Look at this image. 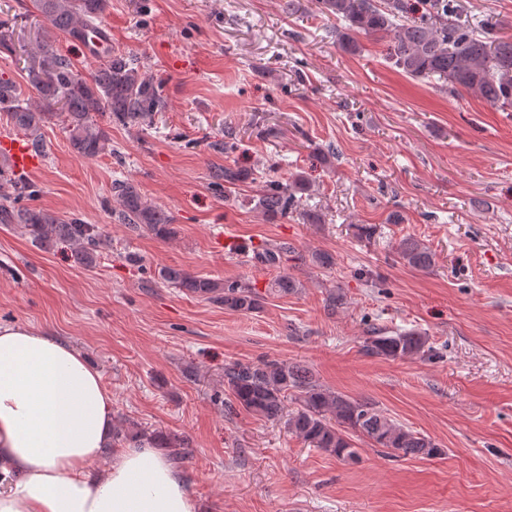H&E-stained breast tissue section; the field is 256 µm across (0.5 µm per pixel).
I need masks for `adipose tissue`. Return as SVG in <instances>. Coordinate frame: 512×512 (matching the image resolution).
Here are the masks:
<instances>
[{
	"label": "adipose tissue",
	"mask_w": 512,
	"mask_h": 512,
	"mask_svg": "<svg viewBox=\"0 0 512 512\" xmlns=\"http://www.w3.org/2000/svg\"><path fill=\"white\" fill-rule=\"evenodd\" d=\"M112 395L65 341L0 325V512H199L169 458L146 444L92 471L112 439Z\"/></svg>",
	"instance_id": "ef3b65f1"
}]
</instances>
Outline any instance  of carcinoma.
<instances>
[{
	"label": "carcinoma",
	"mask_w": 512,
	"mask_h": 512,
	"mask_svg": "<svg viewBox=\"0 0 512 512\" xmlns=\"http://www.w3.org/2000/svg\"><path fill=\"white\" fill-rule=\"evenodd\" d=\"M43 18L40 40L28 56L24 94L13 79L0 74V112L7 113L33 147L43 149L42 129L59 115L64 116L69 141L75 153L93 157L106 148L107 132L95 120L109 113L122 125L142 126L165 108L162 91L140 73L135 59L120 51H109L106 60L89 74L83 72L57 47L58 37L86 42L100 33L96 21L109 9V0H31ZM321 11L343 23L336 30L342 47L359 50L356 34L389 38L387 60L402 74L442 82L452 91L464 89L478 94L491 106L512 110V36L499 32L498 20L487 14L470 27L457 21L459 0H318ZM244 173L231 166L215 174L230 192ZM8 184L16 195H30L33 185L23 183L6 168H0V185ZM121 206L122 222L137 231H149L167 239L174 234L173 217L164 208L144 200L138 187L128 181L113 186ZM307 190L296 178L290 183L266 181L257 208L268 216L286 217L296 209L295 193ZM0 224H15L35 243L47 247L55 241L72 246L81 262L90 265L103 244L102 234L92 224L62 218L43 209L17 207L8 197L0 202ZM397 255L406 265L428 271L435 266L434 253L413 237L403 238ZM161 278L169 285L241 314L263 307L265 295L256 287L236 281L218 282L176 267H163ZM299 281L288 274L276 276L267 292L292 293ZM373 357L397 359L433 355L428 337L414 331L388 334L368 331L362 343ZM224 386L231 400L228 409L240 407L267 420L286 419L288 429L314 448L343 461L358 459L354 438H365L386 453L414 457L442 454L430 437L387 416L369 400L352 399L322 388L312 374L297 364L266 361L260 365L234 362L224 367ZM297 404L284 414L287 402ZM172 449L173 458L191 454L186 440L162 434L146 435L141 430L115 433L112 442L130 447L144 440Z\"/></svg>",
	"instance_id": "1"
}]
</instances>
